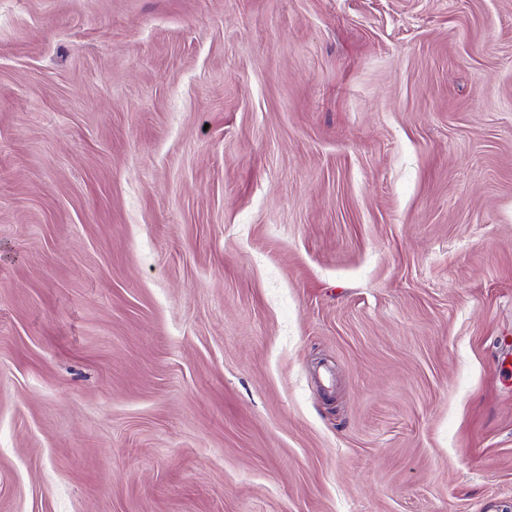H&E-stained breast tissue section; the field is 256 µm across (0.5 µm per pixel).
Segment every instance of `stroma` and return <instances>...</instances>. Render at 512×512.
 <instances>
[{
    "label": "stroma",
    "instance_id": "stroma-1",
    "mask_svg": "<svg viewBox=\"0 0 512 512\" xmlns=\"http://www.w3.org/2000/svg\"><path fill=\"white\" fill-rule=\"evenodd\" d=\"M0 512H512V0H0Z\"/></svg>",
    "mask_w": 512,
    "mask_h": 512
}]
</instances>
